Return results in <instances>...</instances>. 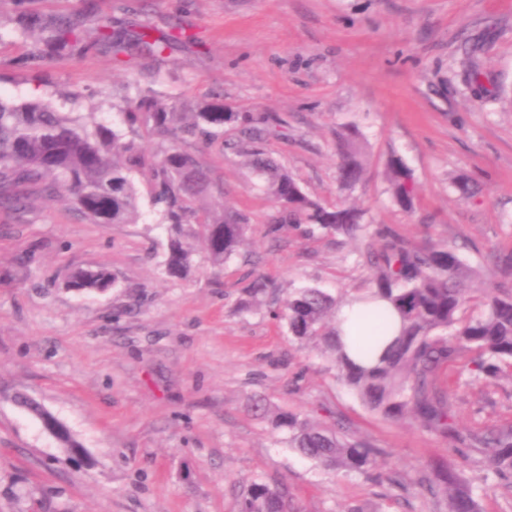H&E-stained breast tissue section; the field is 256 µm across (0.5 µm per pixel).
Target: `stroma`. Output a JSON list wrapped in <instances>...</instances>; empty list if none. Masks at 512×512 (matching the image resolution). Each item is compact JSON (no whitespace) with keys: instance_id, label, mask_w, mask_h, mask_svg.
Instances as JSON below:
<instances>
[{"instance_id":"35a3bbf8","label":"stroma","mask_w":512,"mask_h":512,"mask_svg":"<svg viewBox=\"0 0 512 512\" xmlns=\"http://www.w3.org/2000/svg\"><path fill=\"white\" fill-rule=\"evenodd\" d=\"M196 33L197 45L118 64L107 51L32 70L41 36H22L18 9L0 0V97H40L87 125H122L124 99L151 95L178 111L216 98L281 120L266 147L305 191L365 209L411 243L455 246L483 280L502 276L494 253L512 251V0H27L46 16L83 13ZM477 62L484 100L465 79ZM366 145L360 185L339 188L336 133ZM222 184L221 203L251 229L224 266L204 250L184 280L160 262L168 234L135 175L142 216L93 224L64 199L35 198L23 214L0 209V512H236L246 483H287L298 512H439L421 483L448 443L369 413L333 363L288 334L291 289L343 301L370 288L350 242L303 227L272 231L273 202L252 183L244 155L215 141L196 148ZM401 158L417 184L413 212L394 204L384 173ZM106 267L102 292L67 284ZM273 290L261 305L248 287ZM462 430L512 421V365L497 378L449 370ZM42 402L86 452L76 461L13 402ZM266 400L327 426L343 425L378 450L363 476L323 468L272 433L252 405ZM480 452L464 462L480 512H512V478L481 479Z\"/></svg>"}]
</instances>
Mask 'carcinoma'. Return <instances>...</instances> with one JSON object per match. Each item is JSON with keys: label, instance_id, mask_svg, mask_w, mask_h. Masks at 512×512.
Returning <instances> with one entry per match:
<instances>
[{"label": "carcinoma", "instance_id": "1", "mask_svg": "<svg viewBox=\"0 0 512 512\" xmlns=\"http://www.w3.org/2000/svg\"><path fill=\"white\" fill-rule=\"evenodd\" d=\"M25 28L49 29L47 49L29 62L38 69L54 57L83 56L105 49L114 57L135 50L144 57L158 56L176 42L195 36L178 29L168 38L152 36L144 25L129 32L112 27L107 19L88 30L72 16L43 20L27 10ZM121 111L129 125H143L160 135L208 145L235 130L239 138L226 141L243 152L256 184L275 204L271 231L289 224H307L317 231L356 238L364 235L381 242L368 250L371 296L389 303L401 319V328L384 355L372 365L356 363L336 345V331L327 320L336 315V298L305 287L288 294L285 319L288 334L300 343L313 342L330 358L337 379L352 391L371 413L392 421L414 419L424 430L452 444L463 458L479 448L486 471L512 476V423L484 431L457 428L442 375L463 363L470 374L495 376L500 363L512 360V286L482 283L476 270L466 265L455 247L429 239L410 243L386 225L364 223L363 209L345 204H324L311 198L295 177L270 156L264 143L277 135V119L265 113H243L217 101L195 112L153 97L127 99ZM337 172L341 187L353 189L363 179L365 151L358 130L337 133ZM151 176L152 202L161 206L160 224L170 233L161 264L171 278L187 277L194 266V251L184 238H197L210 261L222 265L239 252L249 228V217L226 205L204 206L213 194L208 170L197 157L170 147L148 151L136 138L99 123L88 130L67 113L58 112L40 98L16 103L0 100V209L20 211L31 197L70 196L74 210L93 224H135L140 218L133 174ZM387 192L403 210L414 209L417 195L412 173L400 158L390 160L385 173ZM73 286L103 291L113 284L105 268L79 270ZM256 415L286 435L289 447L329 470L364 475L374 464L375 449L366 440L349 436L299 414L273 410L263 400L253 404ZM446 512H478L471 483L455 463H431ZM239 512H294L284 484L271 485L259 478L241 495Z\"/></svg>", "mask_w": 512, "mask_h": 512}]
</instances>
